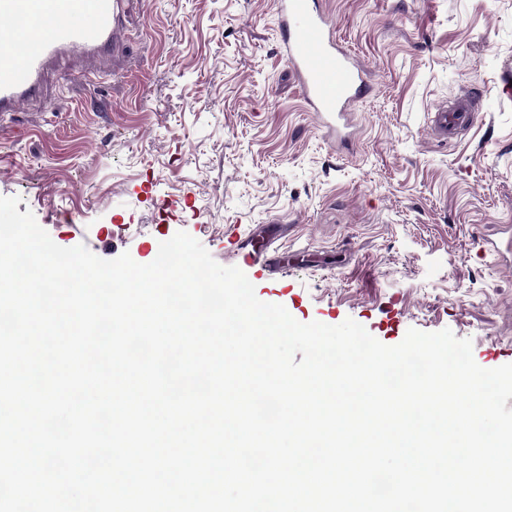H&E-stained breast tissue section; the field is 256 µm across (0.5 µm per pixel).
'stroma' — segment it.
<instances>
[{"instance_id":"35a3bbf8","label":"stroma","mask_w":512,"mask_h":512,"mask_svg":"<svg viewBox=\"0 0 512 512\" xmlns=\"http://www.w3.org/2000/svg\"><path fill=\"white\" fill-rule=\"evenodd\" d=\"M364 68L350 147L330 143L278 52L275 0H127L107 74L56 64L0 118V196L59 246L152 262L184 231L301 323L394 346L450 329L512 363V0H323ZM468 98L450 138L436 107ZM474 113L471 111L470 103L467 99H459L454 108L448 110L445 108H436L430 114V123L439 135L448 138V131L472 123Z\"/></svg>"}]
</instances>
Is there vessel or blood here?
<instances>
[{
    "label": "vessel or blood",
    "instance_id": "vessel-or-blood-1",
    "mask_svg": "<svg viewBox=\"0 0 512 512\" xmlns=\"http://www.w3.org/2000/svg\"><path fill=\"white\" fill-rule=\"evenodd\" d=\"M125 0H0V117L42 90L61 57L107 62L121 28ZM282 58L308 108L334 141L346 138L351 106L365 89L356 60L336 42L321 0H276ZM467 99L438 108L430 122L439 135L472 123Z\"/></svg>",
    "mask_w": 512,
    "mask_h": 512
}]
</instances>
